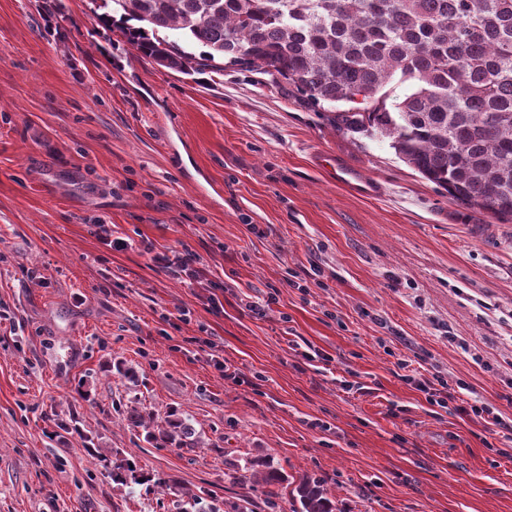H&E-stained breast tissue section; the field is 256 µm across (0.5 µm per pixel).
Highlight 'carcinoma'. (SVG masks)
Segmentation results:
<instances>
[{
  "mask_svg": "<svg viewBox=\"0 0 512 512\" xmlns=\"http://www.w3.org/2000/svg\"><path fill=\"white\" fill-rule=\"evenodd\" d=\"M100 21L137 52L189 74L228 62L309 100L342 103L336 122L391 139L448 196L512 217V0H102ZM179 31L184 45L160 36ZM408 85L392 97L393 82ZM147 439L197 443L187 418L167 416ZM252 485L285 481L271 461L249 460ZM132 462L112 478L138 481ZM293 512H336L323 481L305 474Z\"/></svg>",
  "mask_w": 512,
  "mask_h": 512,
  "instance_id": "cac0c4a2",
  "label": "carcinoma"
}]
</instances>
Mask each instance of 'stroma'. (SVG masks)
<instances>
[{
	"label": "stroma",
	"instance_id": "1",
	"mask_svg": "<svg viewBox=\"0 0 512 512\" xmlns=\"http://www.w3.org/2000/svg\"><path fill=\"white\" fill-rule=\"evenodd\" d=\"M101 4L0 0V512H291L290 484L271 500L229 476L260 455L320 476L336 512H512V434L429 405L399 369L512 420V219L263 75L137 57ZM320 152L382 195L336 185ZM184 244L223 311L146 252ZM137 402L190 418L198 447L148 442ZM118 457L137 482L113 481Z\"/></svg>",
	"mask_w": 512,
	"mask_h": 512
}]
</instances>
